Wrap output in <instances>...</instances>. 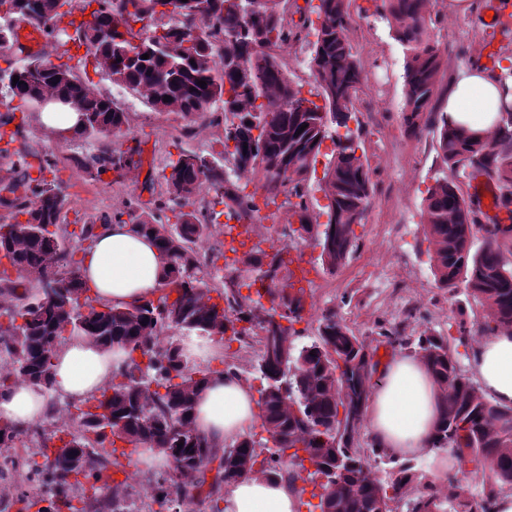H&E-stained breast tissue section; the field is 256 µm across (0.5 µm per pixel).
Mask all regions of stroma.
Here are the masks:
<instances>
[{
  "mask_svg": "<svg viewBox=\"0 0 512 512\" xmlns=\"http://www.w3.org/2000/svg\"><path fill=\"white\" fill-rule=\"evenodd\" d=\"M319 0H288V23L297 36L288 46V78L305 90L317 88L310 60L316 40L315 13ZM348 40L366 80L380 84L384 97L376 111L360 116L354 138L360 142L369 169L372 192L361 224L356 225V244L351 256L335 272L323 270L321 249L314 241L287 235L291 253L303 254L311 268V290L306 298V339H314L318 320L327 310L363 339L375 361H382L393 348L380 336L381 327H403L405 335L424 332L457 334L459 326L476 330L485 314L481 303L465 288H437L427 254L425 190L435 180L457 184L465 198L475 186L471 173L444 166L436 153V134L431 128L409 132L404 122L403 82L407 52L396 39L387 20L383 0H350ZM429 31L440 50L441 70L451 77L456 62L484 60L486 52H512V37L503 23L485 22L483 12L460 19L429 7ZM90 87L121 105L128 115L123 136L115 138L117 150L140 143V162L121 175H107L105 183L89 180L78 158L92 153L88 143L59 144L55 135L38 120H31L25 141L33 149L63 161V177L70 196L68 222L98 221L105 214L128 211L131 203L160 202L150 182H161L174 143L199 153H208L223 125L201 121L191 136H183L185 121L176 112L153 111L134 91L113 84L103 73H89Z\"/></svg>",
  "mask_w": 512,
  "mask_h": 512,
  "instance_id": "stroma-1",
  "label": "stroma"
}]
</instances>
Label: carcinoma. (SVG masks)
<instances>
[{"mask_svg":"<svg viewBox=\"0 0 512 512\" xmlns=\"http://www.w3.org/2000/svg\"><path fill=\"white\" fill-rule=\"evenodd\" d=\"M253 2L249 11L245 0H82L76 13L72 0H0V46L10 51L0 56L7 64L0 67V83L10 99L19 101L0 116V160L9 164L0 178V208L5 211L0 216V289L18 300L0 305V345L13 356L10 368L0 372V393L21 381L50 386V361L68 333L69 304L86 310L77 333L105 346L119 344L130 353L126 368L97 396L69 403L79 433L39 432L38 455L44 462L27 459L25 464L33 481L50 480L55 495L43 508L44 497L23 492V510L131 512L125 464L149 447L169 461L154 487L158 512H181L200 497L216 503L224 485L249 475L279 477L295 486L298 497L310 494L300 501L308 512H376L383 498L405 501L406 512H420L426 499L436 501L438 512H474L476 506L490 512L503 487L512 486V408L493 404L475 387L447 336L424 332L412 341L394 328L380 332L389 343L413 349L435 376L443 393L436 446L455 449L458 473L477 474L490 466L478 500L459 480L450 498L441 497L434 483L406 462L385 480L373 476L370 459L382 457V451L354 447V434L365 414L360 400L367 396L377 363L360 373L359 364L369 357L366 345L333 310L319 319L316 340L296 344L302 331L295 325L304 320L307 290L282 288L292 263L288 248L268 253L258 243L250 246L247 229L229 247L222 240L208 253L196 248L212 236L214 224L213 213L195 206L204 187L250 222L258 217L259 192L266 208L280 207L282 195L289 206L306 213V175L330 137L336 154L324 174L327 222L321 230L304 216L296 229L302 240L318 242L324 269L335 271L353 251L354 225L361 223L371 195L369 170L356 155L354 138L348 132L333 135L334 128H346L354 118V97L364 81L346 34L348 4L320 0L317 6L320 25L312 67L323 101L318 105L291 84L277 58L267 52L287 38L283 0ZM389 15L408 52L407 127L434 128L442 164L486 173L495 181L494 203L511 207L512 106L498 133L487 140L448 126L436 105L444 87L438 49L428 32L427 0H389ZM166 17L170 22H163ZM19 22L50 29L63 47L57 62L26 53L15 37ZM215 30L227 36L220 71L209 64ZM74 47L85 48L84 54L71 53ZM90 66L138 93L154 111L181 114L189 127L218 104L230 116L210 153L181 147L177 158L168 161L170 172L162 174L167 200L153 210L130 207L126 221L120 213L103 217L105 223L127 222L153 236L166 260L157 300L122 309L100 303L83 286L81 260L75 255L94 236V225L64 226L67 196L58 162L28 150L23 142L29 114L42 112L45 99L64 98L67 109L85 118L80 136L99 142L96 152L80 161L88 178L101 182L107 173L124 168V152L112 149V138L123 134L126 112L79 78L78 72ZM16 75L20 83L15 85ZM166 96L171 100L164 101ZM226 156L248 175L247 181L224 171L221 159ZM425 202L437 287L452 291L462 283L481 302L487 315L478 336L512 326V246H505L512 226L478 223L473 201L446 178L426 189ZM472 225L483 238L478 248ZM68 240L77 246L66 247ZM228 251L235 254L234 265L268 266V283L211 286L208 269L216 268ZM14 272L34 279L35 291L16 294ZM43 277L60 284L52 298L38 292ZM280 306L288 308L281 316L285 325L275 320ZM169 330L207 333L227 344L262 332L256 367L260 431L221 451L194 432V397L210 368L184 363ZM22 435L23 430L0 422V448L16 447ZM272 446L276 452L265 454ZM110 465L125 480H104ZM298 481L303 486H296Z\"/></svg>","mask_w":512,"mask_h":512,"instance_id":"1","label":"carcinoma"}]
</instances>
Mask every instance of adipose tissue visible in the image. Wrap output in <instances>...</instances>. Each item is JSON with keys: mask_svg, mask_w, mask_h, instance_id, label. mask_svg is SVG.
<instances>
[{"mask_svg": "<svg viewBox=\"0 0 512 512\" xmlns=\"http://www.w3.org/2000/svg\"><path fill=\"white\" fill-rule=\"evenodd\" d=\"M512 71V56L497 71L476 61L458 63L440 100L448 123L478 136H494L506 102L500 79ZM164 259L157 241L129 224H101L82 254L81 278L96 298L118 308L156 299L163 281ZM128 359L121 346L96 343L72 334L57 346L50 366V387L31 383L0 395V419L24 427L42 416L49 394L79 402L99 393ZM468 363L481 393L492 403L512 407V331L500 329L475 341ZM441 419V390L414 354H392L378 370L366 421L372 443L393 457L429 455L440 472L454 459L434 447ZM256 394L233 373H212L198 391L191 426L211 447L236 442L257 426ZM223 512H298L292 486L278 477L253 476L233 481L222 499Z\"/></svg>", "mask_w": 512, "mask_h": 512, "instance_id": "ef3b65f1", "label": "adipose tissue"}]
</instances>
